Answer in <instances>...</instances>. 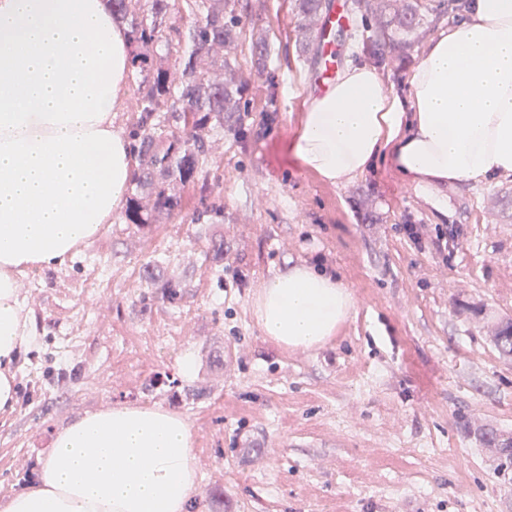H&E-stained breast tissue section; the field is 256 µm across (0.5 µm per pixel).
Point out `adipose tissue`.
<instances>
[{
    "instance_id": "1",
    "label": "adipose tissue",
    "mask_w": 512,
    "mask_h": 512,
    "mask_svg": "<svg viewBox=\"0 0 512 512\" xmlns=\"http://www.w3.org/2000/svg\"><path fill=\"white\" fill-rule=\"evenodd\" d=\"M129 73L127 26L108 0H0V412L18 401L14 365L33 336L21 279L66 263L122 206L135 158L112 114ZM292 149L332 182L385 159L433 195L512 175V0H470L407 96L349 65L311 98ZM353 308L343 284L309 268L255 302L264 334L292 349L326 344ZM197 485L188 421L117 404L58 429L36 484L0 512H188Z\"/></svg>"
}]
</instances>
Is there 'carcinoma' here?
<instances>
[{
  "label": "carcinoma",
  "mask_w": 512,
  "mask_h": 512,
  "mask_svg": "<svg viewBox=\"0 0 512 512\" xmlns=\"http://www.w3.org/2000/svg\"><path fill=\"white\" fill-rule=\"evenodd\" d=\"M112 12L126 20L132 47V76L137 84L136 121L132 126L133 151L140 166L133 177L134 197L125 213L128 224H148L151 213L168 215L181 209L177 184L196 182L200 161L211 146L197 135L204 128L237 132L244 80L238 78L224 48L235 44L241 24L235 0H188L192 15L183 30L171 37L168 16L178 0H111ZM300 15L312 21L326 0H298ZM398 0H358L365 13L384 22L391 13L411 34L420 31L421 19L409 4ZM388 31H374L367 52L382 57ZM164 44L176 54L182 80L175 83L169 67L155 63L149 51Z\"/></svg>",
  "instance_id": "1"
}]
</instances>
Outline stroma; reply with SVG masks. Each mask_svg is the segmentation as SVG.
Listing matches in <instances>:
<instances>
[{
    "mask_svg": "<svg viewBox=\"0 0 512 512\" xmlns=\"http://www.w3.org/2000/svg\"><path fill=\"white\" fill-rule=\"evenodd\" d=\"M236 6L241 130H203L212 150L181 211L152 224L116 214L72 260L22 280L33 340L15 364L18 403L0 414V501L34 483L59 427L141 404L191 426L189 512H512V465L493 445L512 437V356L495 343L512 322V176L443 187L445 214L386 161L322 179L290 150L319 63L297 0ZM460 15L387 49L383 87L406 93ZM206 204L222 216L194 223ZM446 227L457 236L441 250ZM298 267L354 299L309 350L267 338L254 312L263 286ZM168 279L182 285L172 302Z\"/></svg>",
    "mask_w": 512,
    "mask_h": 512,
    "instance_id": "obj_1",
    "label": "stroma"
}]
</instances>
